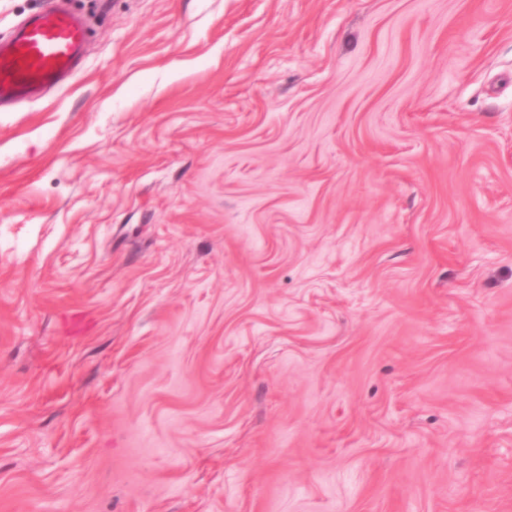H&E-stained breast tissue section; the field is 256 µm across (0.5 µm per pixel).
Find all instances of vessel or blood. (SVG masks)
I'll use <instances>...</instances> for the list:
<instances>
[{
	"label": "vessel or blood",
	"mask_w": 512,
	"mask_h": 512,
	"mask_svg": "<svg viewBox=\"0 0 512 512\" xmlns=\"http://www.w3.org/2000/svg\"><path fill=\"white\" fill-rule=\"evenodd\" d=\"M87 37L82 20L50 8L0 43V103L30 99L57 86L80 64Z\"/></svg>",
	"instance_id": "obj_1"
}]
</instances>
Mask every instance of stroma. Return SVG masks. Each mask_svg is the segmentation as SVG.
<instances>
[{"label": "stroma", "instance_id": "1", "mask_svg": "<svg viewBox=\"0 0 512 512\" xmlns=\"http://www.w3.org/2000/svg\"><path fill=\"white\" fill-rule=\"evenodd\" d=\"M0 109V512H512V0H76ZM87 37L82 20L49 8L0 43V103L30 99L57 86L81 63Z\"/></svg>", "mask_w": 512, "mask_h": 512}]
</instances>
